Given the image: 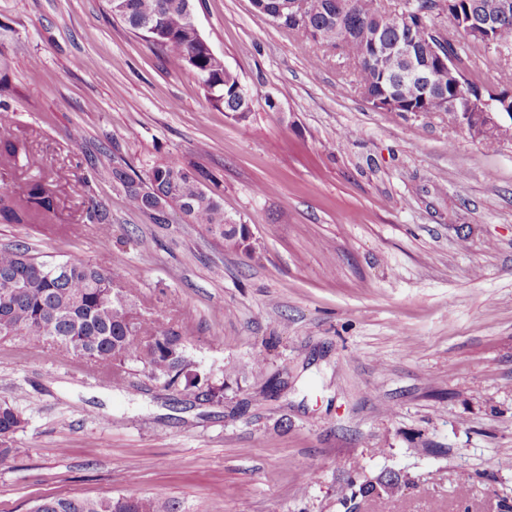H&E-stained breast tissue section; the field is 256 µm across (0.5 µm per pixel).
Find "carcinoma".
<instances>
[{
  "instance_id": "cac0c4a2",
  "label": "carcinoma",
  "mask_w": 512,
  "mask_h": 512,
  "mask_svg": "<svg viewBox=\"0 0 512 512\" xmlns=\"http://www.w3.org/2000/svg\"><path fill=\"white\" fill-rule=\"evenodd\" d=\"M305 21L290 15L280 16L275 24L297 32L309 42L339 48L354 66L357 87L368 93L367 102L384 109L388 100L399 103L400 112H427L432 100L448 91V70L432 69L418 59L429 77L421 79L403 72L399 58L391 52L406 38L413 48L423 50L439 36L447 39L433 13L421 11L420 0L403 15L399 24L379 15L376 0H342L345 9L336 11V0H308ZM495 0H459L448 14V23L458 29L467 17V8L492 10ZM115 11L132 31L145 37L179 69H190L207 93L208 101L226 112L250 111L249 99L241 95L236 75L224 70L213 58L189 21L187 0H120ZM153 21L158 32L147 33L144 24ZM378 41L388 52L378 58L369 48ZM456 54L469 79L453 91L467 102L483 99L500 112L512 110L508 89L491 92L480 88L474 75L469 51L455 38ZM31 167L35 164L27 143L13 136L0 135V165ZM112 179L126 191L133 208L148 214L156 223L167 220V209L175 208L224 247L251 250V243L240 226L230 223L223 199L202 182L201 175L169 161L152 168L147 179L137 181L124 169L112 168ZM58 209V191L46 177L30 180L19 187L0 189V224H38L50 226ZM86 218L100 225L103 237L112 234L108 216L91 204ZM52 262L32 254L28 247L16 245L0 249V339H19L41 351L61 350L85 360L118 388H125L129 366L138 364L151 378L186 389L205 388L215 397L221 388L201 382L199 373L186 355L185 326L163 323L144 307L134 285L112 273L70 257L60 262L64 271L52 272ZM26 423L15 403H0V462L14 452L12 439ZM362 495L383 499L394 489L382 480H365ZM33 512H179L177 503L162 497L117 495L99 498L49 496L38 500Z\"/></svg>"
}]
</instances>
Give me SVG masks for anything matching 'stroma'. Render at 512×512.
<instances>
[{
  "label": "stroma",
  "instance_id": "obj_1",
  "mask_svg": "<svg viewBox=\"0 0 512 512\" xmlns=\"http://www.w3.org/2000/svg\"><path fill=\"white\" fill-rule=\"evenodd\" d=\"M193 4L245 116L213 107L108 0H0V132L60 184L58 229L0 224V248L130 281L186 323L190 359L224 387L210 400L136 364L125 391L68 353L0 341V400L27 419L0 512L121 494L181 512H512V140L373 109L336 50L252 0ZM171 160L214 179L250 254L173 210L154 223L112 179ZM257 360L277 390L254 383ZM390 471L411 480L401 494L358 496L355 478Z\"/></svg>",
  "mask_w": 512,
  "mask_h": 512
}]
</instances>
